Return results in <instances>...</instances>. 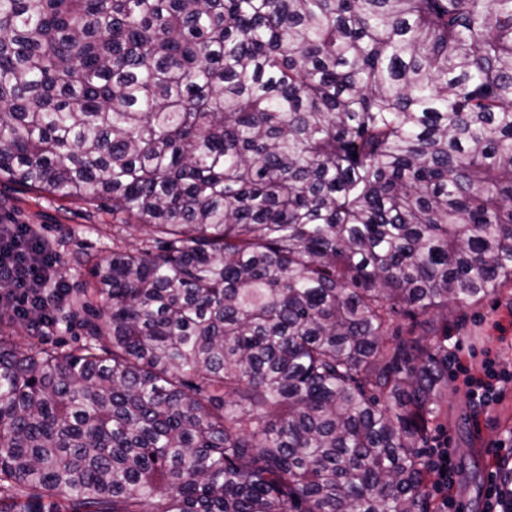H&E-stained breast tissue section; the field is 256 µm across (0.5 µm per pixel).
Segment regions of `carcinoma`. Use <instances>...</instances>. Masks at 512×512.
I'll list each match as a JSON object with an SVG mask.
<instances>
[{"label":"carcinoma","instance_id":"obj_1","mask_svg":"<svg viewBox=\"0 0 512 512\" xmlns=\"http://www.w3.org/2000/svg\"><path fill=\"white\" fill-rule=\"evenodd\" d=\"M0 175L112 203L86 336H0V512H436L448 307L512 288V0H0Z\"/></svg>","mask_w":512,"mask_h":512}]
</instances>
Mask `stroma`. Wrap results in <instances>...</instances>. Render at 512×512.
Returning a JSON list of instances; mask_svg holds the SVG:
<instances>
[{
  "instance_id": "1",
  "label": "stroma",
  "mask_w": 512,
  "mask_h": 512,
  "mask_svg": "<svg viewBox=\"0 0 512 512\" xmlns=\"http://www.w3.org/2000/svg\"><path fill=\"white\" fill-rule=\"evenodd\" d=\"M0 224L40 225L63 252L62 274L73 288L91 279L86 259L101 260L112 253V208L105 200L87 202L37 193L1 177ZM448 333L459 341V355L472 367L495 355L512 361V288L482 305L453 310L448 315ZM472 414L462 381L449 379L444 434L450 439L456 465L454 495L466 503L467 512H484L487 480L498 469L486 446L512 432V390L492 407L481 430H474Z\"/></svg>"
}]
</instances>
